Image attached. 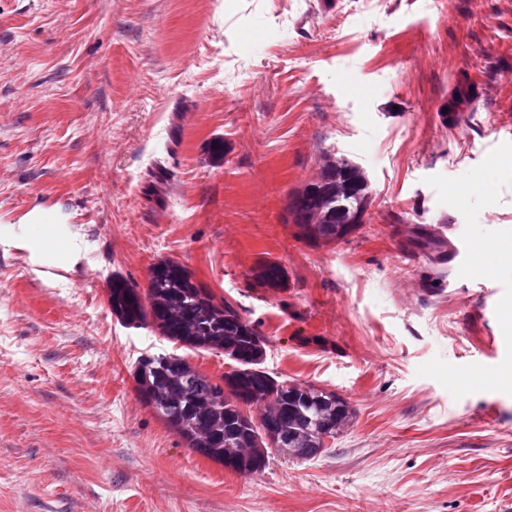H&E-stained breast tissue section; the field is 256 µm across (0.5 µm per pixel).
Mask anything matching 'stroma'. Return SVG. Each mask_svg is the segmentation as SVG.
Returning <instances> with one entry per match:
<instances>
[{
    "label": "stroma",
    "mask_w": 512,
    "mask_h": 512,
    "mask_svg": "<svg viewBox=\"0 0 512 512\" xmlns=\"http://www.w3.org/2000/svg\"><path fill=\"white\" fill-rule=\"evenodd\" d=\"M222 141L224 154L210 152ZM344 160L346 240L288 223ZM512 0H0V512H512ZM182 262L353 424L244 477L136 396L112 314ZM285 271L281 288L254 277ZM369 203L358 168L334 161L324 166L316 181L290 195L287 212L302 238L327 244L359 229Z\"/></svg>",
    "instance_id": "35a3bbf8"
}]
</instances>
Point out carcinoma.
<instances>
[{"mask_svg": "<svg viewBox=\"0 0 512 512\" xmlns=\"http://www.w3.org/2000/svg\"><path fill=\"white\" fill-rule=\"evenodd\" d=\"M370 203L358 168L327 163L319 178L289 197L287 212L298 234L315 244L345 239L364 223ZM255 278L279 288L284 271L275 262L261 264ZM149 303L126 278L112 275L108 301L126 325H151L160 335L190 349L218 350L236 363L222 383L175 354H146L134 368L135 391L192 452L220 465L239 448L255 449L257 461L284 448H315L308 461L327 450L355 417L340 395L313 384L278 381L263 368L266 339L228 301L196 281L183 264L162 259L149 271ZM264 406L258 418L244 414Z\"/></svg>", "mask_w": 512, "mask_h": 512, "instance_id": "carcinoma-1", "label": "carcinoma"}]
</instances>
